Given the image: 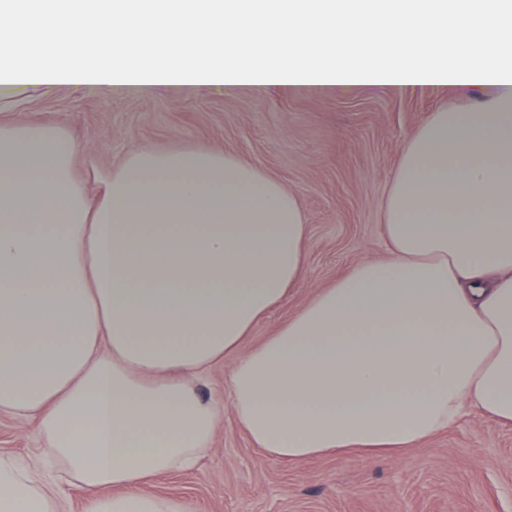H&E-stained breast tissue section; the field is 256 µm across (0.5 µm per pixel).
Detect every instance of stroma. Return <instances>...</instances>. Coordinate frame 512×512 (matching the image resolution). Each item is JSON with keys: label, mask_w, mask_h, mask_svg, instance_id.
I'll use <instances>...</instances> for the list:
<instances>
[{"label": "stroma", "mask_w": 512, "mask_h": 512, "mask_svg": "<svg viewBox=\"0 0 512 512\" xmlns=\"http://www.w3.org/2000/svg\"><path fill=\"white\" fill-rule=\"evenodd\" d=\"M480 103L474 95L373 88L332 96L104 98L18 86L0 107V121L63 125L82 161L101 169L134 150L207 146L251 160L292 192L309 226L306 268L288 303L256 324L242 345L247 351L352 266L387 258L385 203L405 142L431 113ZM235 362L228 356L198 382L203 400L223 402L212 455L192 471L159 477L157 493L188 501L192 512H512L511 425L471 413L400 456L283 462L256 448L236 422L228 390ZM41 446L31 424L0 415V451L29 461Z\"/></svg>", "instance_id": "obj_1"}]
</instances>
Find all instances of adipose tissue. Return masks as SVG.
<instances>
[{"label":"adipose tissue","mask_w":512,"mask_h":512,"mask_svg":"<svg viewBox=\"0 0 512 512\" xmlns=\"http://www.w3.org/2000/svg\"><path fill=\"white\" fill-rule=\"evenodd\" d=\"M0 10V79L72 93L478 92L404 145L389 257L247 353L301 280L308 226L250 160L135 151L96 178L57 124H0V413L34 423L84 512H191L161 475L209 453L194 384L238 353L235 418L273 459L402 451L478 412L512 425V0H56ZM41 29L33 55L16 36ZM112 31V47L99 34ZM77 42V54L60 43ZM0 512H62L0 453Z\"/></svg>","instance_id":"adipose-tissue-1"}]
</instances>
